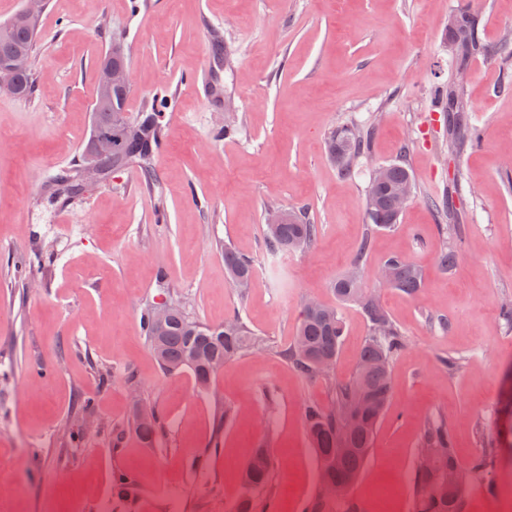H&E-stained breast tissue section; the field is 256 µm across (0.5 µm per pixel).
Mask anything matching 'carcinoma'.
I'll list each match as a JSON object with an SVG mask.
<instances>
[{"mask_svg": "<svg viewBox=\"0 0 512 512\" xmlns=\"http://www.w3.org/2000/svg\"><path fill=\"white\" fill-rule=\"evenodd\" d=\"M474 27L472 44L465 50L453 53L452 66H468L471 61L485 50L480 35L479 22L470 17ZM37 27L17 17L11 18L7 31L0 33V55L14 50L34 52ZM127 98H116L102 103L98 108V122L110 126L116 113L125 111ZM435 106L441 112L448 113V151L461 153L476 145L480 135L478 128L471 122L468 109L460 88L442 85L436 89ZM371 133L358 126H342L331 133L326 142L330 158L336 162L339 173L344 178L352 176L356 161L370 148ZM162 138V126L156 125L143 141L130 142L125 146L124 158L128 165L137 167L144 176L151 173V162L141 159L146 146L157 151ZM80 164H75L63 176L54 180V193H75L76 177ZM412 178L411 172L402 160L391 163L387 172V190L383 191L380 201L374 204L365 199V209L370 230H389L398 223L402 210L398 200L389 189L404 180ZM441 221L445 224L459 222V213L454 208L452 196H447L446 204L430 201ZM316 234V225L300 210L288 211V217L275 232L267 231V248L270 254L291 253L311 246ZM370 239H365L353 263V271L341 275L333 284V292L341 304L355 303L369 325V336L365 340L358 356V365L354 376L336 389V403L333 408L325 409L316 404H308L303 410V424L309 442L316 455L319 468V480L346 478L363 471L370 456L374 434L386 415L392 394L390 364L393 357L404 346L405 339L397 326L377 298L354 287V281L361 280L359 271L364 266ZM395 270L389 286L397 288L408 296L415 295L422 288L419 270L399 256L385 260ZM224 265L231 277L252 276V261L226 249ZM345 326L336 308L327 307L316 316L301 313L295 336L284 350L288 361L307 377L320 375L318 368L308 357L316 356L338 358L341 350ZM166 356V372L187 370L192 375L203 372L201 363H189V354L193 351H210L224 356L228 361L235 356L261 346V340L254 336L237 317L224 321L219 326H200V321L187 313L173 317L163 337ZM366 389L371 403L367 409V418L351 433L343 434L346 410L355 401L360 389ZM346 448L348 452L336 464L331 460L336 449ZM497 448L489 444L472 466L461 471L463 488L480 485L491 493L492 482L486 480L488 470L493 466ZM419 459L411 474L413 489L412 512H462L463 494L442 499L435 495L434 485L438 475L450 466L457 465L453 453L452 436L442 421L429 422L423 431V445L418 450ZM272 460L265 448L252 451L242 468V485L250 488V495L240 499L236 512H253L256 503H261L265 512L275 509L274 496L270 490ZM113 478L118 492L130 496L136 490L135 478L126 471H117ZM304 512H360L352 496L330 501L325 498L322 486H317L314 494L304 507Z\"/></svg>", "mask_w": 512, "mask_h": 512, "instance_id": "1", "label": "carcinoma"}]
</instances>
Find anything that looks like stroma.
<instances>
[{
  "instance_id": "35a3bbf8",
  "label": "stroma",
  "mask_w": 512,
  "mask_h": 512,
  "mask_svg": "<svg viewBox=\"0 0 512 512\" xmlns=\"http://www.w3.org/2000/svg\"><path fill=\"white\" fill-rule=\"evenodd\" d=\"M460 11L485 45L461 87L480 142L452 154L434 89L454 81L448 23ZM116 40L129 48L131 115L170 97L152 179L128 168L52 195L89 138L97 62ZM31 67V96L0 95V512H233L261 444L279 512H300L318 480L302 410L334 406L368 326L341 307L326 377L282 351L306 301L336 303L333 283L367 235L364 285L406 343L355 499L362 512H410L423 428L442 419L460 465L498 448L494 491L470 488L463 512H512V328L499 312L512 303V0H46ZM225 110L229 137L217 133ZM351 124L372 128V144L345 179L324 142ZM400 159L415 197L394 228L368 233L371 170ZM452 178L462 221L445 231L426 201ZM277 207L307 209L309 251L267 252ZM228 248L253 262L246 290ZM393 254L421 269L416 296L379 282ZM164 285L205 324L239 316L266 351L226 362L211 394L190 373L163 374L140 311ZM134 392L159 415L153 443L127 428ZM116 470L134 475L136 498L117 501Z\"/></svg>"
}]
</instances>
